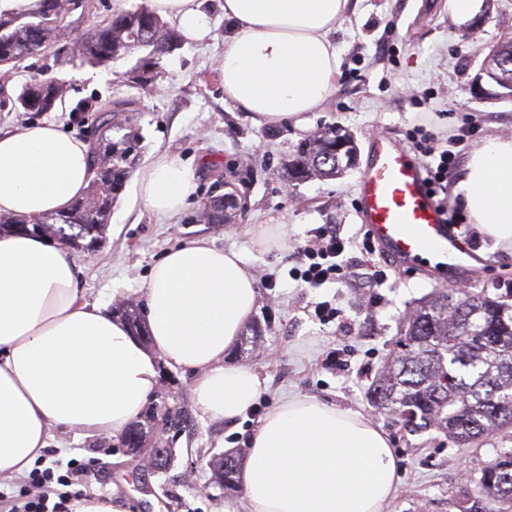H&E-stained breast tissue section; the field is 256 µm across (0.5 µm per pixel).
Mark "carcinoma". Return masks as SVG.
Here are the masks:
<instances>
[{
  "label": "carcinoma",
  "mask_w": 512,
  "mask_h": 512,
  "mask_svg": "<svg viewBox=\"0 0 512 512\" xmlns=\"http://www.w3.org/2000/svg\"><path fill=\"white\" fill-rule=\"evenodd\" d=\"M77 0H36L26 14L0 13V79L36 54L52 49L69 35L63 24ZM82 64L105 66L140 49L149 50L153 70L131 73L128 80L144 89L156 79L154 67L182 41L181 35L147 4L112 15L75 36ZM66 84L52 78L22 86L13 100L19 112H51L64 101ZM88 135L94 173L87 192L65 213L37 219L0 214V233L19 230L54 237L73 248H99L110 222L112 205L123 191L141 159L143 136L132 121L130 99L109 100L97 107ZM356 153L346 131L328 126L308 139L288 159V176H335L351 165ZM234 207L224 195L203 202L200 217L210 224L224 223V211ZM451 288L438 290L409 319L398 344L400 354L376 378L375 403L393 415L408 431L434 427L457 442L478 439L495 428L512 424V304L486 295L448 306ZM132 333L145 338L141 308L128 303L116 308ZM155 424V413L146 407L122 438L134 451L146 439L144 426ZM236 456L225 454L217 461L224 486L233 484ZM491 504L512 500V450L501 451L484 469L480 479Z\"/></svg>",
  "instance_id": "carcinoma-1"
}]
</instances>
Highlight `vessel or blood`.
<instances>
[{"instance_id": "1", "label": "vessel or blood", "mask_w": 512, "mask_h": 512, "mask_svg": "<svg viewBox=\"0 0 512 512\" xmlns=\"http://www.w3.org/2000/svg\"><path fill=\"white\" fill-rule=\"evenodd\" d=\"M358 199L362 224L402 270L425 262L439 271L441 284L471 281L474 252L448 224L422 170L399 141H369Z\"/></svg>"}]
</instances>
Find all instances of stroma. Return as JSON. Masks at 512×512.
I'll use <instances>...</instances> for the list:
<instances>
[{
	"mask_svg": "<svg viewBox=\"0 0 512 512\" xmlns=\"http://www.w3.org/2000/svg\"><path fill=\"white\" fill-rule=\"evenodd\" d=\"M142 0H85L68 21L72 33L106 22ZM223 0H207L211 34L203 42L183 40L159 63L151 88L128 81L147 50L106 67L70 65L68 41L27 58L0 87V131L52 121L86 138L98 103L134 99V120L144 137L143 158L173 153L196 171L197 189L175 218H156L126 186L112 207L104 246L95 255L77 251L78 281L87 298L108 305L124 299L143 303L140 283L172 248L204 238L242 254L258 291L257 306L229 363L256 369L265 379L266 406L290 395H306L360 412L380 425L395 452L399 487L386 512H484L487 497L479 483L497 451L512 449V425L468 445L455 444L434 430L408 433L370 399V388L393 355L399 328L413 309L437 289L429 268L411 274L391 270L388 281L370 287L363 278L310 289L289 275L293 242L311 230L336 224L342 237L361 227L356 188L368 139L381 134L405 140L419 113L429 115L427 130L469 129L456 147L458 159L489 137L512 139V100L475 96L471 85L493 46L512 41V0H489L482 27L455 22L448 0H349L333 41L339 55L331 97L302 123L256 124L224 97L218 62L224 53ZM59 78L67 92L62 105L45 113L18 112L12 100L32 79ZM329 125L346 128L357 147L354 166L340 176L287 181L282 164L315 132ZM235 194L239 208L224 224L200 221L202 203L214 188ZM270 226L267 247L255 246L252 230ZM458 233L477 250L483 264L470 292L497 297L512 282V250L494 245L471 223ZM275 287H268V280ZM339 310L323 324L315 303ZM342 351L350 368L339 372L325 360ZM193 372L161 366L152 398L159 423L150 432L171 448L167 469L159 470L146 453L127 454L119 435L76 436L55 431L48 448L55 460L85 463L86 492L110 499L116 512H246L242 487L223 490L214 463L226 449L244 456L258 423L203 419L192 390Z\"/></svg>",
	"mask_w": 512,
	"mask_h": 512,
	"instance_id": "1",
	"label": "stroma"
}]
</instances>
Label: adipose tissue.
Here are the masks:
<instances>
[{"label":"adipose tissue","instance_id":"1","mask_svg":"<svg viewBox=\"0 0 512 512\" xmlns=\"http://www.w3.org/2000/svg\"><path fill=\"white\" fill-rule=\"evenodd\" d=\"M224 95L258 123L320 108L334 90L332 40L348 0H223ZM190 40L208 39L204 0H149ZM92 179L87 141L53 123L0 135V213L36 218L67 210ZM153 214L177 216L196 174L170 153L133 175ZM460 204L496 245L512 247V139L469 155ZM140 290L150 346L105 305L85 298L72 253L24 233L0 236V477L31 471L56 429L114 435L153 395L158 366L198 375L201 416L241 417L263 379L224 356L251 317L257 293L243 256L197 239L170 249ZM248 512H384L398 490L386 435L359 412L308 396L262 417L241 474Z\"/></svg>","mask_w":512,"mask_h":512}]
</instances>
